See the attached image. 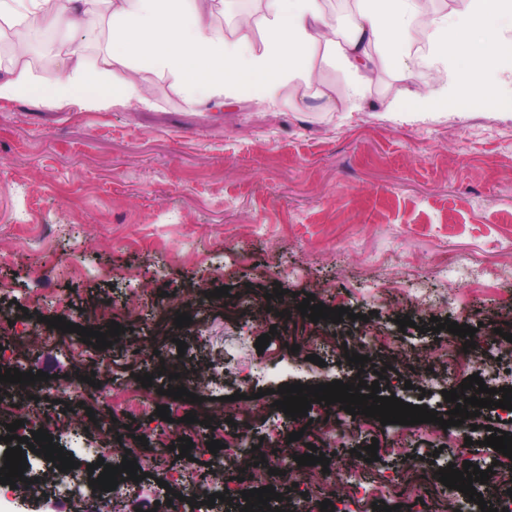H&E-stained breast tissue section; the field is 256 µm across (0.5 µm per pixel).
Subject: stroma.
I'll return each instance as SVG.
<instances>
[{"instance_id": "stroma-1", "label": "stroma", "mask_w": 512, "mask_h": 512, "mask_svg": "<svg viewBox=\"0 0 512 512\" xmlns=\"http://www.w3.org/2000/svg\"><path fill=\"white\" fill-rule=\"evenodd\" d=\"M431 39L430 27L413 24L406 46L413 79L379 65L357 97L344 68L318 54L316 82L283 85L267 105L243 93L214 110L149 69L129 72L148 89L145 105L54 110L0 100V300L28 311L0 327V337L38 328L42 313L80 325L108 313L126 340L205 366L214 386L203 397L241 393L236 423L252 444L279 423L313 440L335 437L327 469L304 472L312 488L351 449L373 442L378 473L399 468L418 448L452 462L455 447H443L436 433L403 437L399 426L378 424L353 437L336 432V415L324 406L296 420L273 406L285 383L350 382L344 345L364 334L383 339L372 351L386 372V395L409 404L441 414L453 408L440 380L406 388L390 369L399 351L435 356L443 370L478 374L490 388L512 386L492 334L476 332L475 348L462 357L429 329L431 318L454 321L464 309L477 323L512 312V112L396 109L410 89L445 85L447 70L429 60ZM201 285L209 293L196 303V323L175 327L166 295ZM222 286L268 302L270 320L225 311L211 295ZM309 294L350 309V318L310 321L298 309ZM404 316L413 325L403 330ZM265 333L270 342L257 351ZM309 339L321 345V364H296L292 345ZM78 343V334L65 333L14 353L26 371L55 359L58 385L88 374L99 382L87 388L84 406L44 402L55 444L95 441L84 428L89 411L106 428L194 436V425L157 417L172 397L156 393L143 406L131 352L93 350L83 362L69 355ZM155 452L162 467L154 480L117 501L116 512L138 502L165 512L160 482L173 453Z\"/></svg>"}]
</instances>
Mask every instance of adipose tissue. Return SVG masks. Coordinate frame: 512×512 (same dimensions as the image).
Instances as JSON below:
<instances>
[{
    "instance_id": "adipose-tissue-1",
    "label": "adipose tissue",
    "mask_w": 512,
    "mask_h": 512,
    "mask_svg": "<svg viewBox=\"0 0 512 512\" xmlns=\"http://www.w3.org/2000/svg\"><path fill=\"white\" fill-rule=\"evenodd\" d=\"M419 11V0H359L352 32L340 41L324 0H264L263 37L256 46L227 37L213 21V0H0V20L19 26L34 18L63 36L57 52L62 70L36 74L18 67L0 82V99L97 110L117 100L143 102L146 88L125 72L144 65L172 74L191 98L215 109L244 89L266 103L283 82L314 79L316 48L353 75L358 95L378 61L396 60ZM431 25L429 60L446 66L448 83L436 91H408L401 108L512 109V99L498 92L499 73L512 66V39L493 36L512 27V0H469L464 11L434 17ZM79 31L105 33L106 50L87 60L75 39Z\"/></svg>"
}]
</instances>
